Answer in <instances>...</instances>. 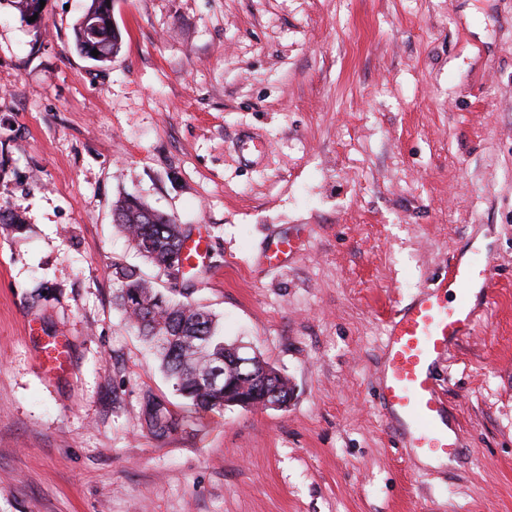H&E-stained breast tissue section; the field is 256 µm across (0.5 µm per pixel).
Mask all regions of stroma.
<instances>
[{
    "label": "stroma",
    "instance_id": "1",
    "mask_svg": "<svg viewBox=\"0 0 512 512\" xmlns=\"http://www.w3.org/2000/svg\"><path fill=\"white\" fill-rule=\"evenodd\" d=\"M88 5H0V512H512V0H114L108 62ZM129 193L206 236L192 299L287 408L195 411L127 328L113 262L168 286L112 222ZM474 241L498 276L438 371V468L379 416L380 342ZM112 0H91L86 13L74 26L77 50L95 61L106 62L116 55L122 44V33L112 15ZM91 28L86 27L89 20ZM97 50L94 57L92 51ZM144 420L147 429L157 436L165 435L175 428L167 408L161 403H149L145 408Z\"/></svg>",
    "mask_w": 512,
    "mask_h": 512
}]
</instances>
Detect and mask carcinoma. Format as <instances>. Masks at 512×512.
<instances>
[{"label":"carcinoma","instance_id":"carcinoma-1","mask_svg":"<svg viewBox=\"0 0 512 512\" xmlns=\"http://www.w3.org/2000/svg\"><path fill=\"white\" fill-rule=\"evenodd\" d=\"M32 25L44 19L40 0H7ZM77 50L90 59L106 62L116 55L122 33L112 15V0H91L74 26ZM98 55H92V51ZM114 224L125 233L131 247L172 280L173 267L184 269L180 285L162 293L133 266L112 264L120 288L117 304L128 314L131 327L156 349L159 366L175 392L196 411L209 412L245 401L250 409L266 408V396L292 394L288 378L253 355L236 361L238 346L224 341L216 315L187 300L201 275L198 265L180 252L187 229L151 207L141 197L127 194L115 202ZM147 429L162 436L175 428L167 408L151 403L145 408Z\"/></svg>","mask_w":512,"mask_h":512}]
</instances>
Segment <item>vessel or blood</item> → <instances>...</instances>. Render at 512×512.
<instances>
[{
    "label": "vessel or blood",
    "instance_id": "b4317fda",
    "mask_svg": "<svg viewBox=\"0 0 512 512\" xmlns=\"http://www.w3.org/2000/svg\"><path fill=\"white\" fill-rule=\"evenodd\" d=\"M494 287L492 256L476 246L454 254L447 273L392 309L377 399L406 456H457L460 439L448 421L437 368L479 326Z\"/></svg>",
    "mask_w": 512,
    "mask_h": 512
}]
</instances>
